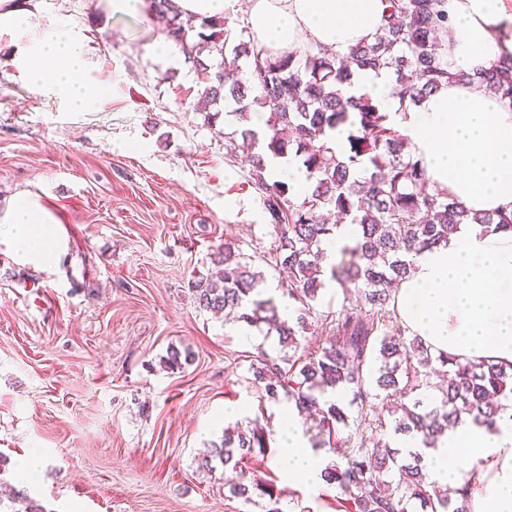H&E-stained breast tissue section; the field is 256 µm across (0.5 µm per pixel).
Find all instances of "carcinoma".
<instances>
[{
  "mask_svg": "<svg viewBox=\"0 0 512 512\" xmlns=\"http://www.w3.org/2000/svg\"><path fill=\"white\" fill-rule=\"evenodd\" d=\"M385 24L371 44L339 58L326 52L288 49L271 53L235 32L224 18L195 19L175 0H152L155 15L185 59L205 75L200 100L205 119L224 103L242 126L225 134L226 155L250 150L249 185L258 194L266 220L274 228L273 248L258 255L265 264L288 271L276 291L293 314L278 315L275 295L253 270L255 259L231 241L215 254L222 275L199 276L189 289L199 307L251 327L268 326L290 353L272 356L260 349L251 362L249 381L272 403L294 406L315 448H326L341 462L324 468V479L347 496L350 512H410L419 502L425 512H469V487L441 492L423 472L422 457L397 464V448H371L359 437L366 428H383L370 417L372 400L392 405L394 431L421 438L427 448L463 416L494 429L512 399V368L483 360L435 354L418 336L406 335L395 307L396 285L411 272V257L448 242L463 224L485 232L512 230V213L471 212L462 202L430 191L422 159L407 150L406 138L390 113L367 95L343 94L360 70H386L400 102L415 104L456 78L441 48L448 32L444 0H385ZM231 61L213 64L214 56ZM487 91L512 106V54L473 75ZM266 109L261 132L250 127V112ZM346 133L337 151L330 134ZM293 158L306 170L310 190L294 198L288 182L274 180L267 159ZM329 210L360 227L354 244L324 265L322 245L336 225ZM338 283L346 304L322 316L327 345L310 351L297 339L325 288ZM351 396L346 411L336 392ZM269 433L259 420L224 428L220 441L201 466L214 460L236 471L229 493L249 502L254 493L269 499L266 512H283L275 485L260 471L242 467L255 452L265 453ZM398 465L391 481L384 474Z\"/></svg>",
  "mask_w": 512,
  "mask_h": 512,
  "instance_id": "obj_1",
  "label": "carcinoma"
}]
</instances>
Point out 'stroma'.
I'll use <instances>...</instances> for the list:
<instances>
[{"mask_svg":"<svg viewBox=\"0 0 512 512\" xmlns=\"http://www.w3.org/2000/svg\"><path fill=\"white\" fill-rule=\"evenodd\" d=\"M26 6L78 37L88 83L110 85L89 111H68L28 85L19 45L0 39V208L30 192L65 227L46 269L0 245V487L46 512H263L265 499L230 496L232 470L201 466L225 426L257 417L285 512H347L336 487L289 488L278 470L283 408L247 381L250 355L277 352V336L199 309L188 289L216 271L225 241L250 255L274 242L246 156L225 157L238 120L197 112L203 80L184 56L155 51L156 17L105 0ZM343 302L327 283L301 343L324 345L320 319ZM174 348L188 357L177 369Z\"/></svg>","mask_w":512,"mask_h":512,"instance_id":"stroma-1","label":"stroma"}]
</instances>
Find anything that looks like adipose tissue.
<instances>
[{"mask_svg":"<svg viewBox=\"0 0 512 512\" xmlns=\"http://www.w3.org/2000/svg\"><path fill=\"white\" fill-rule=\"evenodd\" d=\"M456 80L412 106L391 94L384 72L356 74L351 94H367L397 113L402 133L430 182L448 197L481 212H512V107L474 82L476 70L512 53V5L507 0H446ZM384 0H248V25L258 45L348 53L374 42L384 24ZM27 52L24 74L33 89H48L70 111L90 110L103 86L83 77L79 43L64 29H40L28 8L12 0L0 12V35ZM58 221L39 199L21 193L0 213V244L23 264L51 265ZM400 321L435 351L512 365V231L486 233L462 225L448 243L415 259L395 295ZM497 431L465 421L436 447L420 439L403 447L421 453L432 481L469 487L470 512H512V407ZM282 470L310 490L323 487V464L307 446L298 417L284 412L278 427Z\"/></svg>","mask_w":512,"mask_h":512,"instance_id":"adipose-tissue-1","label":"adipose tissue"}]
</instances>
